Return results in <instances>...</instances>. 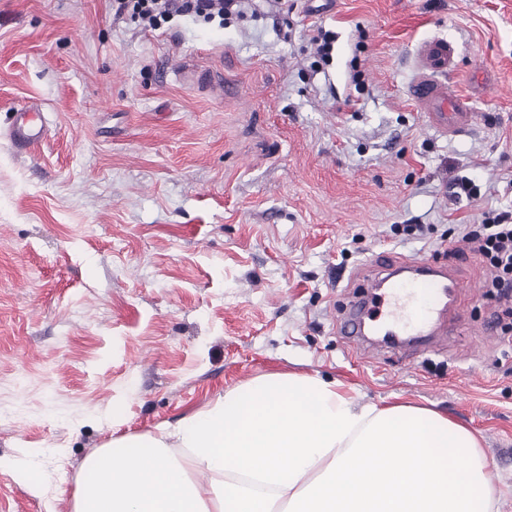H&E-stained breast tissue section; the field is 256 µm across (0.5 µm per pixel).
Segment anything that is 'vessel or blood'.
Returning a JSON list of instances; mask_svg holds the SVG:
<instances>
[{"label":"vessel or blood","mask_w":512,"mask_h":512,"mask_svg":"<svg viewBox=\"0 0 512 512\" xmlns=\"http://www.w3.org/2000/svg\"><path fill=\"white\" fill-rule=\"evenodd\" d=\"M423 70L410 87L411 99L428 124L445 135L462 136L475 124L470 97L461 94L447 75L455 67L454 46L444 39L424 41ZM50 134L42 111L25 107L13 114L9 139L21 151L40 145ZM408 280L392 282L389 267L375 269L362 295L354 297L345 318L337 325L340 335L366 336L377 330L385 336H428L438 326L442 303L458 293L461 284L447 269L423 259L401 265Z\"/></svg>","instance_id":"obj_1"}]
</instances>
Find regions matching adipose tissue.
Here are the masks:
<instances>
[{
    "label": "adipose tissue",
    "instance_id": "1",
    "mask_svg": "<svg viewBox=\"0 0 512 512\" xmlns=\"http://www.w3.org/2000/svg\"><path fill=\"white\" fill-rule=\"evenodd\" d=\"M74 512H495L481 441L428 407L280 372L90 455Z\"/></svg>",
    "mask_w": 512,
    "mask_h": 512
}]
</instances>
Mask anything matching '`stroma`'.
<instances>
[{
    "label": "stroma",
    "instance_id": "35a3bbf8",
    "mask_svg": "<svg viewBox=\"0 0 512 512\" xmlns=\"http://www.w3.org/2000/svg\"><path fill=\"white\" fill-rule=\"evenodd\" d=\"M430 38L457 48L467 135L408 96ZM30 104L51 133L19 153ZM510 208L512 0H245L157 27L112 0H0V512H72L112 437L276 372L479 432L512 512V343L457 236ZM413 257L464 282L447 328L351 346L336 321L372 262Z\"/></svg>",
    "mask_w": 512,
    "mask_h": 512
}]
</instances>
